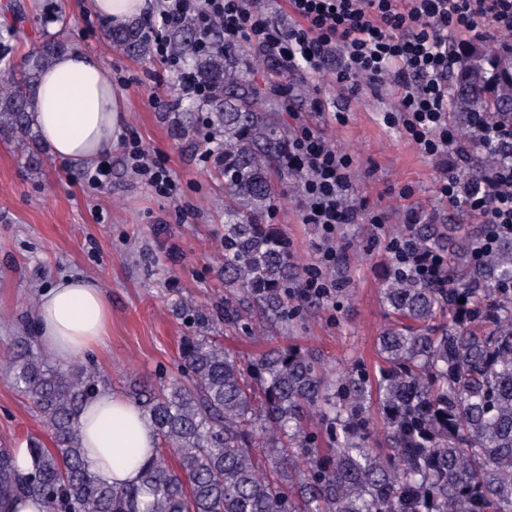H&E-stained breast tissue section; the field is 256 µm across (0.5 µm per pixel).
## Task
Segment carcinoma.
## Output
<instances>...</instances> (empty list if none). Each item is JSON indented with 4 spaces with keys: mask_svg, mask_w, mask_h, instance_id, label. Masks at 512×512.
Listing matches in <instances>:
<instances>
[{
    "mask_svg": "<svg viewBox=\"0 0 512 512\" xmlns=\"http://www.w3.org/2000/svg\"><path fill=\"white\" fill-rule=\"evenodd\" d=\"M195 27L187 20L169 40L209 88L201 123L224 178V314L183 309L198 331L181 340L178 374L130 389L160 446L122 487L89 469L80 444L77 414L107 386L94 362L62 367L19 341L4 371L50 443L29 439L27 470L0 444V510L35 497L45 512H512V235L478 256L485 224L410 228L419 250L448 256V285L391 269L374 375L355 363L330 375L317 356L274 347L243 361L210 335L220 322L252 332L256 314L289 321L304 269L266 221L280 201L271 170L285 143L275 105L240 69L241 44L201 52ZM105 36L152 57L143 22ZM67 49L63 32L48 33L20 65L0 67V134L23 152L37 143L40 76ZM458 58L451 112L470 131L471 188L486 167L512 160V140L488 147L471 135L480 118L512 122V43L488 37ZM170 112L189 138L191 111L177 100Z\"/></svg>",
    "mask_w": 512,
    "mask_h": 512,
    "instance_id": "cac0c4a2",
    "label": "carcinoma"
}]
</instances>
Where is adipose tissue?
<instances>
[{
  "mask_svg": "<svg viewBox=\"0 0 512 512\" xmlns=\"http://www.w3.org/2000/svg\"><path fill=\"white\" fill-rule=\"evenodd\" d=\"M93 12L121 27L145 17L153 0H89ZM123 94L97 57L59 54L41 75L32 124L51 153L74 164L97 160L123 121ZM111 321L105 292L90 278L69 277L44 290L33 313L42 348L67 364L104 341ZM77 426L89 467L106 482L136 481L139 465L159 445L141 411L103 390L82 407Z\"/></svg>",
  "mask_w": 512,
  "mask_h": 512,
  "instance_id": "ef3b65f1",
  "label": "adipose tissue"
}]
</instances>
